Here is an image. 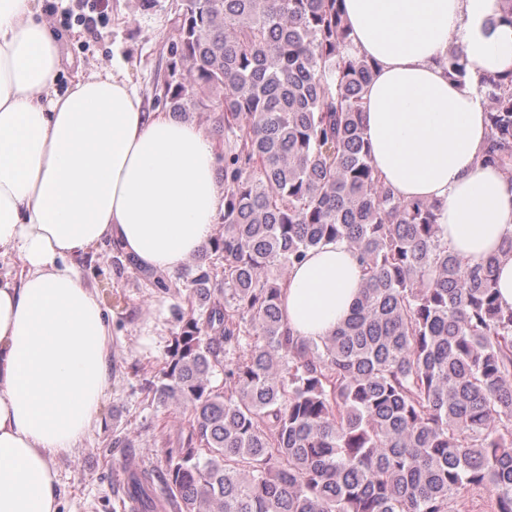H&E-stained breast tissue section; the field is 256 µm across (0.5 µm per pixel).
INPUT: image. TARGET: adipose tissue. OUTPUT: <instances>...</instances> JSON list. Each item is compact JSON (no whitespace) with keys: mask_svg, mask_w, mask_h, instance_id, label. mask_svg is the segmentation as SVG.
<instances>
[{"mask_svg":"<svg viewBox=\"0 0 512 512\" xmlns=\"http://www.w3.org/2000/svg\"><path fill=\"white\" fill-rule=\"evenodd\" d=\"M354 52L373 62L362 114L371 163L393 194L436 202L452 252L478 263L512 237V175L485 163L490 130L472 78L512 71L500 0H343ZM122 61L58 91L61 50L33 0H0V512H60L56 460L100 421L112 325L76 259L109 243L156 272L209 242L224 207L208 131L149 112ZM364 277L339 241L311 249L282 295L291 335L346 320Z\"/></svg>","mask_w":512,"mask_h":512,"instance_id":"1","label":"adipose tissue"}]
</instances>
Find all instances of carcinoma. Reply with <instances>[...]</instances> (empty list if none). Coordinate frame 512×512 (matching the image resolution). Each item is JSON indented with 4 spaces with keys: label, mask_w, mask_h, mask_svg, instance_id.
I'll return each instance as SVG.
<instances>
[{
    "label": "carcinoma",
    "mask_w": 512,
    "mask_h": 512,
    "mask_svg": "<svg viewBox=\"0 0 512 512\" xmlns=\"http://www.w3.org/2000/svg\"><path fill=\"white\" fill-rule=\"evenodd\" d=\"M341 3L181 0L171 51L189 80L167 101L218 113L235 147L224 233L184 273L188 311L152 382L188 431L161 470L112 441L123 510L468 512L483 491L488 512H512V309L496 289L512 238L470 264L442 243L436 204L394 197L361 122L373 63L350 51ZM467 66L449 53L450 78ZM487 86L486 162L512 173V72ZM333 239L365 285L333 335L304 342L283 325L288 268Z\"/></svg>",
    "instance_id": "1"
}]
</instances>
